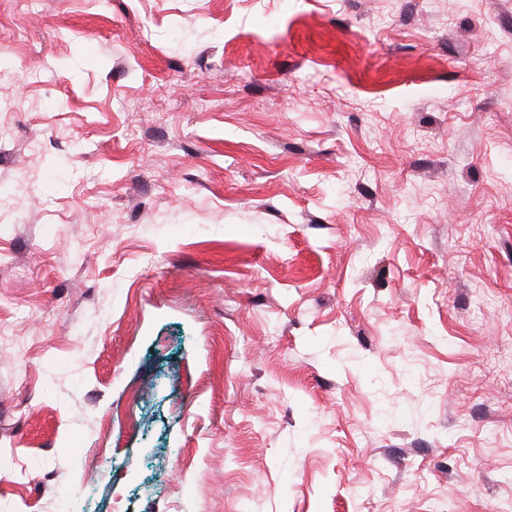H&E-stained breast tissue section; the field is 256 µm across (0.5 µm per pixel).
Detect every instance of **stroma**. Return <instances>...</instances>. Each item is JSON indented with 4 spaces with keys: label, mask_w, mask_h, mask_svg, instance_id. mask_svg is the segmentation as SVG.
Returning <instances> with one entry per match:
<instances>
[{
    "label": "stroma",
    "mask_w": 512,
    "mask_h": 512,
    "mask_svg": "<svg viewBox=\"0 0 512 512\" xmlns=\"http://www.w3.org/2000/svg\"><path fill=\"white\" fill-rule=\"evenodd\" d=\"M0 512H512V0H0Z\"/></svg>",
    "instance_id": "stroma-1"
}]
</instances>
